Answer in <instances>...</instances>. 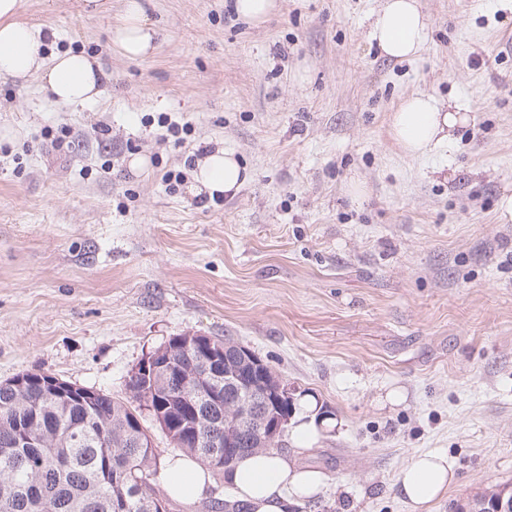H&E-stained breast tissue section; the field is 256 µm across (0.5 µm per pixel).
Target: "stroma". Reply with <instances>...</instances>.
<instances>
[{
  "mask_svg": "<svg viewBox=\"0 0 512 512\" xmlns=\"http://www.w3.org/2000/svg\"><path fill=\"white\" fill-rule=\"evenodd\" d=\"M382 2L280 0L255 24L235 0H151L155 48L130 60L111 40L125 0H20L46 53L109 79L72 107L0 77V381L125 399L172 337L225 336L329 412L282 438L325 477L302 512H410L395 480L427 451L456 474L430 512L512 485V0H418L411 60L371 40ZM415 93L468 121L410 159L387 127ZM202 147L249 171L234 196L194 182Z\"/></svg>",
  "mask_w": 512,
  "mask_h": 512,
  "instance_id": "1",
  "label": "stroma"
}]
</instances>
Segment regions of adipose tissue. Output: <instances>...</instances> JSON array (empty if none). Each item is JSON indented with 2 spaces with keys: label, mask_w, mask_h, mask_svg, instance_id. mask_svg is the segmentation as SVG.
<instances>
[{
  "label": "adipose tissue",
  "mask_w": 512,
  "mask_h": 512,
  "mask_svg": "<svg viewBox=\"0 0 512 512\" xmlns=\"http://www.w3.org/2000/svg\"><path fill=\"white\" fill-rule=\"evenodd\" d=\"M18 6L19 0H0V76H38L59 104L96 102L104 75L101 63L75 49L44 56L40 29L17 20ZM427 35L428 24L418 0H385L371 26V38L383 55L397 60L417 57ZM153 38L143 0H127L112 30L113 44L125 56L139 58L152 50ZM464 120V115L446 110L434 97L417 93L392 113L389 134L405 156L419 158L446 146L449 130ZM193 179L209 194L231 196L247 181L248 173L234 151L218 148L198 162ZM454 477L446 455L424 453L399 471L396 486L413 512H427L447 492ZM160 478L169 496L185 503L204 499L212 490L209 470L189 456L168 458ZM323 481L321 472L301 467L294 458L270 450L239 459L224 485L248 512H297Z\"/></svg>",
  "instance_id": "1"
}]
</instances>
